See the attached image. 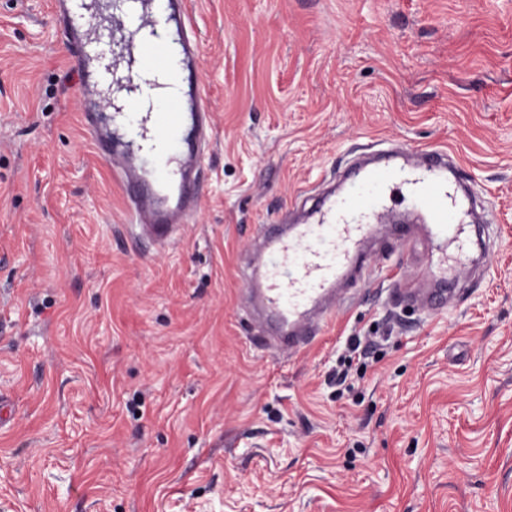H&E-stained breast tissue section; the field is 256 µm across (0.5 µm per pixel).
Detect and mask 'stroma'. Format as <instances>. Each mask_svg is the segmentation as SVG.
<instances>
[{
	"label": "stroma",
	"mask_w": 512,
	"mask_h": 512,
	"mask_svg": "<svg viewBox=\"0 0 512 512\" xmlns=\"http://www.w3.org/2000/svg\"><path fill=\"white\" fill-rule=\"evenodd\" d=\"M203 206L159 253L81 123L52 0H0V512H512V0H190ZM453 151L497 217L430 314L379 243L318 341L261 344V224L361 152ZM387 331L337 396L348 336Z\"/></svg>",
	"instance_id": "obj_1"
}]
</instances>
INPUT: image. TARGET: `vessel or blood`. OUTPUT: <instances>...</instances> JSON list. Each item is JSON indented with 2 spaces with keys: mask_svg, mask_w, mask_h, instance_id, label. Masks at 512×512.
<instances>
[{
  "mask_svg": "<svg viewBox=\"0 0 512 512\" xmlns=\"http://www.w3.org/2000/svg\"><path fill=\"white\" fill-rule=\"evenodd\" d=\"M61 31L84 95L97 110L82 125L107 160L136 242L164 252L199 213L204 151L212 131L199 76L200 47L187 0H55ZM413 221L394 227L399 250H421V285L402 289L426 312L457 307L451 282L467 266L472 230L492 248L499 227L479 209L449 149L406 159L393 152L348 166L338 189L295 198L301 218L267 225L241 270L254 325L292 356L314 343L363 276L372 244L397 199Z\"/></svg>",
  "mask_w": 512,
  "mask_h": 512,
  "instance_id": "vessel-or-blood-1",
  "label": "vessel or blood"
}]
</instances>
